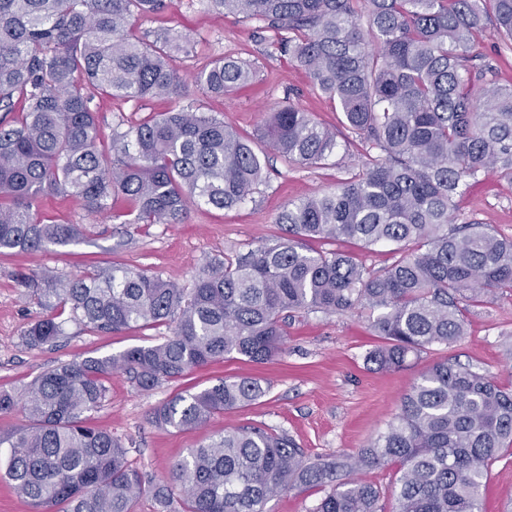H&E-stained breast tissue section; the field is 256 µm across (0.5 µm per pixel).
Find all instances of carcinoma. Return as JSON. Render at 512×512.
I'll return each instance as SVG.
<instances>
[{
	"instance_id": "1",
	"label": "carcinoma",
	"mask_w": 512,
	"mask_h": 512,
	"mask_svg": "<svg viewBox=\"0 0 512 512\" xmlns=\"http://www.w3.org/2000/svg\"><path fill=\"white\" fill-rule=\"evenodd\" d=\"M365 4L361 20L359 4ZM166 0H0V252L47 251L80 242L77 224L49 221L35 203L51 191L90 216L112 214V193L130 205L126 224H182L194 207L231 209L266 182L252 138L189 103L110 134L92 101L187 97L172 55L195 44L136 36V21ZM262 23L269 46L307 72L336 103L362 165L336 189L290 202L280 233L198 270L187 290L125 265L63 279L32 275L45 312L23 332L53 344L73 322L119 333L174 324L163 342L117 355L64 360L19 398L0 391V416L22 407L29 425L0 433L5 474L37 512H134L149 491L159 512H266L295 485L326 488L313 512H382L381 491L360 474L397 466L393 512H483L488 468L512 451V390L448 359L403 396L386 430L355 454L313 461L285 434L259 427L206 439L169 478L143 485L127 449L89 422L112 373L149 391L226 356L264 364L282 352L298 311L369 312L381 344L367 354L400 371L432 346L466 335L471 303L512 292V235L453 225L467 181L495 171L512 184V83L478 50L491 29L512 51V0H206ZM252 65L233 56L200 60L196 88L223 94L251 84ZM262 136L286 160L317 165L336 133L285 100ZM314 239L390 245L373 269ZM67 318H62L63 314ZM266 393L251 376L220 378L156 407L151 422L199 428L212 415Z\"/></svg>"
}]
</instances>
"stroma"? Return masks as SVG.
<instances>
[{
  "instance_id": "obj_1",
  "label": "stroma",
  "mask_w": 512,
  "mask_h": 512,
  "mask_svg": "<svg viewBox=\"0 0 512 512\" xmlns=\"http://www.w3.org/2000/svg\"><path fill=\"white\" fill-rule=\"evenodd\" d=\"M167 3L155 18L139 21L138 36L151 42L161 30L179 33L195 41L199 56L236 54L254 62L257 73L249 90L215 96L196 89L192 95L201 107L223 113L226 122L252 135L269 179L253 200L228 210L191 211L182 224H123L102 217L92 221L71 197H40L37 207L44 216L84 225L86 232L80 243L54 253H0V390L20 395L57 361L115 355L163 342L170 334L163 324L95 333L71 323L53 345L29 347L23 332L43 307L32 289L21 284L22 276L63 277L85 265L105 269L121 263L188 288L207 261L276 235V218L288 202L331 191L348 169L362 164L356 149L344 145L347 132L336 104L314 93L303 69L271 54L257 22L207 9L203 0ZM287 96L335 131V155L314 166L290 165L257 135L265 113ZM175 105L172 99L127 100L103 94L94 100L106 129L119 119H140ZM455 217L460 224L476 222L512 235V184L492 172L468 181L457 199ZM465 316L468 327L462 339L449 347H431L408 369L393 372L367 362V353L380 339L365 317L302 312L286 328L283 353L263 365L229 356L150 391L139 390L126 374H112L106 382V398L90 420L119 439L132 466L144 481L153 483L166 479L173 464L205 438L253 426L288 434L312 460L339 452L353 454L385 431L414 379L438 361L460 362L512 386V293L470 304ZM237 376L260 378L267 388L265 396L215 414L199 429L152 424L153 409L177 393ZM484 482L483 512H512V455L494 463Z\"/></svg>"
}]
</instances>
